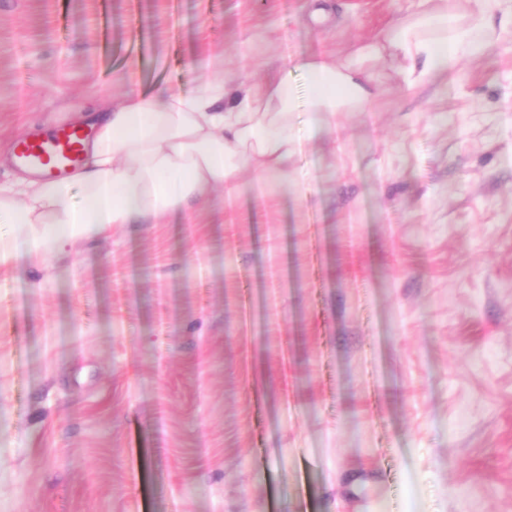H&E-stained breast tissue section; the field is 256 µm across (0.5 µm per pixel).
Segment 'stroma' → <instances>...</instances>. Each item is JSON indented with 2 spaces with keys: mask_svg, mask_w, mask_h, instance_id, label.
<instances>
[{
  "mask_svg": "<svg viewBox=\"0 0 512 512\" xmlns=\"http://www.w3.org/2000/svg\"><path fill=\"white\" fill-rule=\"evenodd\" d=\"M0 0L12 145L99 93L343 55L419 0ZM193 223L0 265V512H512V23Z\"/></svg>",
  "mask_w": 512,
  "mask_h": 512,
  "instance_id": "35a3bbf8",
  "label": "stroma"
}]
</instances>
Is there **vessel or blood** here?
<instances>
[{"mask_svg": "<svg viewBox=\"0 0 512 512\" xmlns=\"http://www.w3.org/2000/svg\"><path fill=\"white\" fill-rule=\"evenodd\" d=\"M89 137L88 131L65 125L45 137H22L13 145L14 159L18 166L54 179L80 164Z\"/></svg>", "mask_w": 512, "mask_h": 512, "instance_id": "1", "label": "vessel or blood"}]
</instances>
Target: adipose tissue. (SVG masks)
<instances>
[{"label": "adipose tissue", "mask_w": 512, "mask_h": 512, "mask_svg": "<svg viewBox=\"0 0 512 512\" xmlns=\"http://www.w3.org/2000/svg\"><path fill=\"white\" fill-rule=\"evenodd\" d=\"M420 2V11L387 29L382 42L361 45L340 60L317 54L291 61L305 78L310 137L327 132L337 113L359 110L376 97L366 64L383 48L408 61L411 85L485 51L484 12L456 19L436 0ZM102 108L84 116L96 135L84 162L67 176L0 182V224L25 231L23 242H0V264L23 247L44 254L115 224L189 216L194 203L217 189L234 199L246 169L262 182L287 179L300 149L289 126L294 88L279 69L248 83L205 79L188 91L132 90Z\"/></svg>", "instance_id": "obj_1"}]
</instances>
